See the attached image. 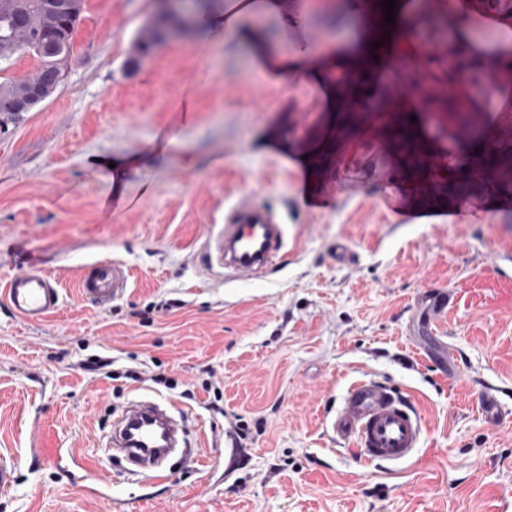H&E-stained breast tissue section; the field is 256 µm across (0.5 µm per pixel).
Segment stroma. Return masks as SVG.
<instances>
[{
  "label": "stroma",
  "mask_w": 512,
  "mask_h": 512,
  "mask_svg": "<svg viewBox=\"0 0 512 512\" xmlns=\"http://www.w3.org/2000/svg\"><path fill=\"white\" fill-rule=\"evenodd\" d=\"M336 2L279 0L234 23L331 74L341 45L385 38ZM154 10L84 0L60 84L0 129V279L36 263L64 296L36 327L0 301V457L17 476L0 512H512V182L473 174L442 97L412 99L426 185L395 147L400 115L331 111L316 82L232 37L194 26L137 55ZM511 102L500 83L477 103L487 147L512 128ZM273 136L286 150L265 151ZM114 157L138 160L118 194ZM450 157L466 170L454 195ZM243 199L275 210L287 241L249 281L205 266ZM459 212L477 218L449 223ZM103 259L130 275L105 309L77 288ZM96 356L107 374L85 370ZM363 377L414 400L426 433L412 462L367 467L327 437ZM488 388L503 423L479 410ZM138 399L171 401L199 450L171 457L168 482L127 475L109 446Z\"/></svg>",
  "instance_id": "obj_1"
}]
</instances>
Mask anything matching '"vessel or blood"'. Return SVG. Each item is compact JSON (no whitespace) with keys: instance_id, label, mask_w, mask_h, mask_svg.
<instances>
[{"instance_id":"1","label":"vessel or blood","mask_w":512,"mask_h":512,"mask_svg":"<svg viewBox=\"0 0 512 512\" xmlns=\"http://www.w3.org/2000/svg\"><path fill=\"white\" fill-rule=\"evenodd\" d=\"M286 245L285 231L277 214L255 202H240L224 214V231L215 262L237 278L259 277L271 270ZM129 273L118 263L100 260L82 275L83 298L100 308L120 297ZM13 313L23 324L46 322L61 306L57 280L44 268L29 266L9 276L0 289ZM180 428L159 402L133 404L121 416L112 439L127 459L149 471L155 482L167 481L166 458L182 447ZM424 435L421 413L395 389L374 378L354 381L330 422V437L353 445L368 466L410 460Z\"/></svg>"}]
</instances>
